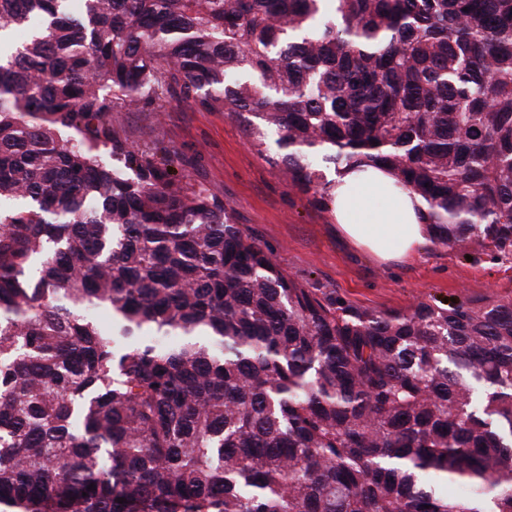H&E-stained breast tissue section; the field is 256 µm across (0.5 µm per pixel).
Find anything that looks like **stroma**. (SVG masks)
Masks as SVG:
<instances>
[{"instance_id": "35a3bbf8", "label": "stroma", "mask_w": 512, "mask_h": 512, "mask_svg": "<svg viewBox=\"0 0 512 512\" xmlns=\"http://www.w3.org/2000/svg\"><path fill=\"white\" fill-rule=\"evenodd\" d=\"M116 124L139 148L173 146L174 172L212 189L241 230L307 287L387 311L434 297L512 301V255L429 243L413 258L381 262L349 248L336 233L331 202H314L284 168L271 165L230 113L186 103L160 112L142 106L117 113Z\"/></svg>"}]
</instances>
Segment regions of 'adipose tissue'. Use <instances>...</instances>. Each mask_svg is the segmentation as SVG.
I'll list each match as a JSON object with an SVG mask.
<instances>
[{
  "mask_svg": "<svg viewBox=\"0 0 512 512\" xmlns=\"http://www.w3.org/2000/svg\"><path fill=\"white\" fill-rule=\"evenodd\" d=\"M333 214L345 239L381 261L407 259L428 242L424 200L386 168L361 166L333 175Z\"/></svg>",
  "mask_w": 512,
  "mask_h": 512,
  "instance_id": "adipose-tissue-1",
  "label": "adipose tissue"
}]
</instances>
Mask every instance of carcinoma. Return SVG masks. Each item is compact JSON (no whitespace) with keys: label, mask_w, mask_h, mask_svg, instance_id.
Wrapping results in <instances>:
<instances>
[{"label":"carcinoma","mask_w":512,"mask_h":512,"mask_svg":"<svg viewBox=\"0 0 512 512\" xmlns=\"http://www.w3.org/2000/svg\"><path fill=\"white\" fill-rule=\"evenodd\" d=\"M70 4L0 0V512H512V302L308 288L112 123L228 111L509 251L512 0Z\"/></svg>","instance_id":"1"}]
</instances>
